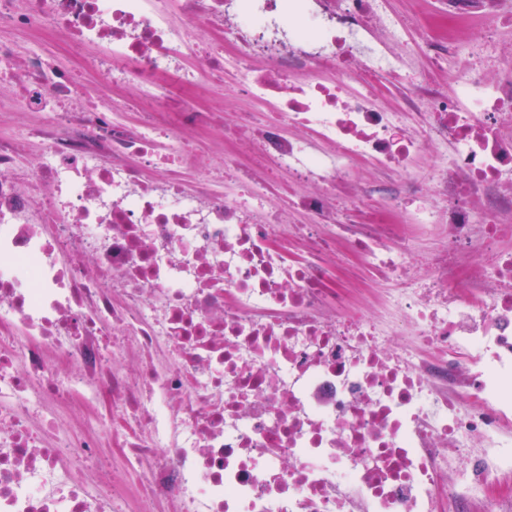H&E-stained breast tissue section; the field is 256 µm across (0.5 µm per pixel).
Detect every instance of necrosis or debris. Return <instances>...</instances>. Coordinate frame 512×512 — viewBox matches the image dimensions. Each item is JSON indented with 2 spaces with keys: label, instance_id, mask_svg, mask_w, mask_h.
<instances>
[{
  "label": "necrosis or debris",
  "instance_id": "4bbe7bcc",
  "mask_svg": "<svg viewBox=\"0 0 512 512\" xmlns=\"http://www.w3.org/2000/svg\"><path fill=\"white\" fill-rule=\"evenodd\" d=\"M447 3L0 0L102 80L0 41V512H512V51ZM439 0H389L391 9L400 17L407 18L408 38L411 44L419 40V28L423 18L429 15Z\"/></svg>",
  "mask_w": 512,
  "mask_h": 512
}]
</instances>
